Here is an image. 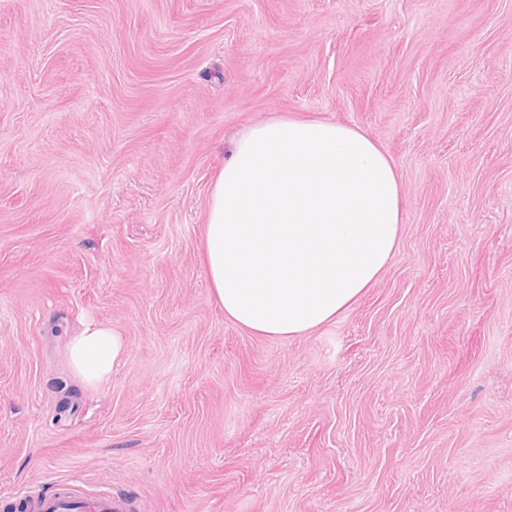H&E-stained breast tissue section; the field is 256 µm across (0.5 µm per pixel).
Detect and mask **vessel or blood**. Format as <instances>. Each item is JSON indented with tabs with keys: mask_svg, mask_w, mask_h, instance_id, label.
<instances>
[{
	"mask_svg": "<svg viewBox=\"0 0 512 512\" xmlns=\"http://www.w3.org/2000/svg\"><path fill=\"white\" fill-rule=\"evenodd\" d=\"M26 512H127L126 503L107 491L85 492L79 480L58 483L52 494L38 490L24 496Z\"/></svg>",
	"mask_w": 512,
	"mask_h": 512,
	"instance_id": "1",
	"label": "vessel or blood"
}]
</instances>
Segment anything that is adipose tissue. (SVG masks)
I'll return each mask as SVG.
<instances>
[{"instance_id":"obj_1","label":"adipose tissue","mask_w":512,"mask_h":512,"mask_svg":"<svg viewBox=\"0 0 512 512\" xmlns=\"http://www.w3.org/2000/svg\"><path fill=\"white\" fill-rule=\"evenodd\" d=\"M401 182L357 127L274 117L231 143L210 188L204 269L226 318L278 339L336 319L395 252ZM127 356L122 332L89 320L67 346L84 386L107 382Z\"/></svg>"}]
</instances>
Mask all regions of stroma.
Returning a JSON list of instances; mask_svg holds the SVG:
<instances>
[{
	"label": "stroma",
	"mask_w": 512,
	"mask_h": 512,
	"mask_svg": "<svg viewBox=\"0 0 512 512\" xmlns=\"http://www.w3.org/2000/svg\"><path fill=\"white\" fill-rule=\"evenodd\" d=\"M363 130L398 246L334 322L224 315L232 140ZM119 328L91 389L70 336ZM76 477L129 512H512V0H0V512ZM127 357V343L122 332L108 323L88 320L67 346L70 370L86 387L107 382L112 371Z\"/></svg>",
	"instance_id": "35a3bbf8"
}]
</instances>
